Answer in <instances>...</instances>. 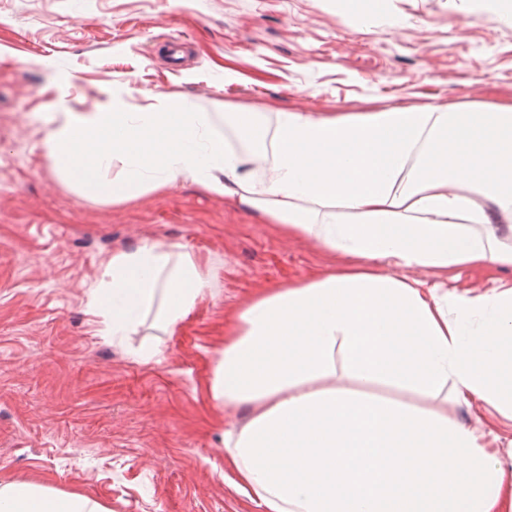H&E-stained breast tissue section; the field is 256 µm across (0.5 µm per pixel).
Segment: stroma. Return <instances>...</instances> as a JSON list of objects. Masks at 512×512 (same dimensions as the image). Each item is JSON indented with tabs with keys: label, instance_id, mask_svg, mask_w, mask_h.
<instances>
[{
	"label": "stroma",
	"instance_id": "1",
	"mask_svg": "<svg viewBox=\"0 0 512 512\" xmlns=\"http://www.w3.org/2000/svg\"><path fill=\"white\" fill-rule=\"evenodd\" d=\"M177 95L213 113L352 114L390 105L512 103V23L483 0H0V485L31 480L112 512H258L224 482V411L207 397L224 317L252 292L326 270L189 179L127 202L61 173L41 118L58 97L92 112ZM183 245L208 280L158 364L134 360L91 313L113 253ZM415 277L433 279L429 270ZM449 288L512 286V267H452ZM512 450V418L449 404Z\"/></svg>",
	"mask_w": 512,
	"mask_h": 512
}]
</instances>
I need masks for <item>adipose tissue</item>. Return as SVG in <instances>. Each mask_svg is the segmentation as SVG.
I'll use <instances>...</instances> for the list:
<instances>
[{
    "mask_svg": "<svg viewBox=\"0 0 512 512\" xmlns=\"http://www.w3.org/2000/svg\"><path fill=\"white\" fill-rule=\"evenodd\" d=\"M59 168L115 202L192 179L286 236L343 257L264 288L224 319L207 387L224 423L229 481L260 512H512V456L448 401L512 413V289L456 294L409 276L512 267V105L282 112L274 132L238 112L235 151L211 113L151 97L52 112ZM273 143L275 174L255 178ZM94 314L103 335L164 337L205 294L181 245L113 253ZM0 512H110L34 482L0 486Z\"/></svg>",
    "mask_w": 512,
    "mask_h": 512,
    "instance_id": "adipose-tissue-1",
    "label": "adipose tissue"
}]
</instances>
